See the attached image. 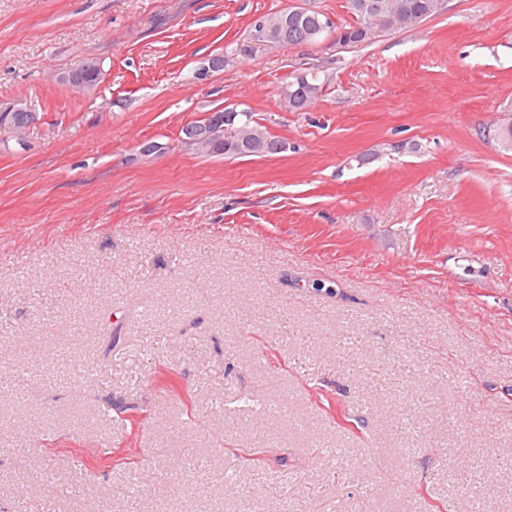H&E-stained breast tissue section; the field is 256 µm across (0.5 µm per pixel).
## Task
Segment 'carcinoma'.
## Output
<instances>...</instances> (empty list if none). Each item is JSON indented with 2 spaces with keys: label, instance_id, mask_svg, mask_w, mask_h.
Here are the masks:
<instances>
[{
  "label": "carcinoma",
  "instance_id": "carcinoma-1",
  "mask_svg": "<svg viewBox=\"0 0 512 512\" xmlns=\"http://www.w3.org/2000/svg\"><path fill=\"white\" fill-rule=\"evenodd\" d=\"M345 8L349 19L334 22V30L338 31L341 42L358 45L369 38L374 28H397L408 21L433 15L436 0H346ZM279 19L278 13L265 18L266 41L295 47L312 36L328 17L319 11L301 8L295 19L283 28L279 27ZM283 85L290 90L285 101L292 109L297 105L303 109L308 107L325 91V82L314 71L291 74ZM224 126L227 130L218 131V138L222 139L219 149L214 153L202 149L200 153L226 158L259 156L261 147L268 143L278 146L280 153L286 150V144L264 132L250 112L239 111L225 117Z\"/></svg>",
  "mask_w": 512,
  "mask_h": 512
}]
</instances>
